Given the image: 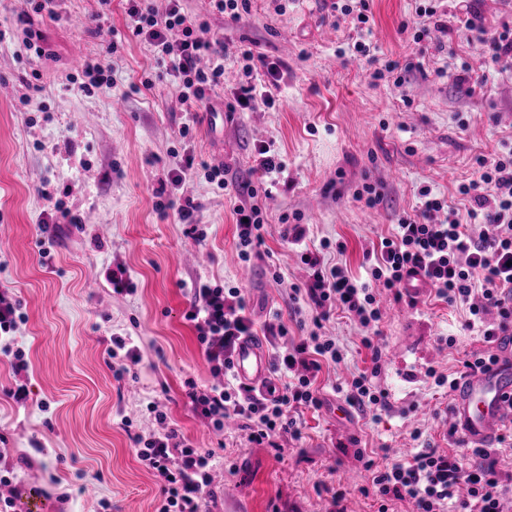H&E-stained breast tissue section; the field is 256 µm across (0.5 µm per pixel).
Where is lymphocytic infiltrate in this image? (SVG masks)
<instances>
[{"label":"lymphocytic infiltrate","instance_id":"f902f5d3","mask_svg":"<svg viewBox=\"0 0 512 512\" xmlns=\"http://www.w3.org/2000/svg\"><path fill=\"white\" fill-rule=\"evenodd\" d=\"M125 2L127 30L148 45L157 66L172 78L186 114L197 115L205 108L209 92L224 84L223 53L197 37L203 23L184 8L183 0ZM453 22L499 71H512V25L488 31L468 0ZM200 176L218 189L243 197V204L233 211L239 256L250 261L263 242L265 224L252 183L228 180L226 169L219 166L195 168L193 156L188 155L168 173L167 187L156 189L157 209L163 213L176 209L182 223H195L193 208L176 206L166 191L180 189ZM459 192L471 203L464 214L430 188L420 190L417 214L400 217L392 237L365 250L370 282L356 283L342 267L326 266L320 252L303 250L301 259L310 275L298 296L313 307L317 320H325L335 306L357 318L370 331L362 345L377 360L383 342L373 333L381 319L376 289L392 293L399 301L409 283L423 279L438 299L466 305V329L478 331L490 345L489 350L466 355L463 372L497 364L499 356L492 343L512 335V152L491 160L476 158L471 178ZM474 222L482 227L476 235L470 231ZM189 295L185 318L198 330L211 371L218 377L217 383L202 388L190 385L187 396L194 410L219 429L226 418L243 419L252 443L281 433L300 436L294 414L302 407L319 406L315 381L322 361L338 364L344 359L335 341L313 332L294 342L283 324L266 325L267 335L275 341L271 364L275 380L259 392L237 382L232 373L238 345L255 334L242 289L197 282ZM491 309L498 314L494 324L484 319ZM134 442L139 460L164 483L159 512H211L212 452L187 444L174 428L147 438L135 436ZM498 465L491 448H474L467 454L422 448L411 459L376 467L372 486L381 501H408L413 512H512L502 493ZM462 487L467 495L461 499L457 492Z\"/></svg>","mask_w":512,"mask_h":512}]
</instances>
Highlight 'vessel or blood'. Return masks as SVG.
Returning <instances> with one entry per match:
<instances>
[{"instance_id": "vessel-or-blood-1", "label": "vessel or blood", "mask_w": 512, "mask_h": 512, "mask_svg": "<svg viewBox=\"0 0 512 512\" xmlns=\"http://www.w3.org/2000/svg\"><path fill=\"white\" fill-rule=\"evenodd\" d=\"M504 360L490 369L460 380L455 391L454 422L467 443L483 448L512 420V341ZM235 377L247 385L263 387L268 379L267 355L254 340H244L233 359Z\"/></svg>"}]
</instances>
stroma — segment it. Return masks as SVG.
<instances>
[{"label":"stroma","mask_w":512,"mask_h":512,"mask_svg":"<svg viewBox=\"0 0 512 512\" xmlns=\"http://www.w3.org/2000/svg\"><path fill=\"white\" fill-rule=\"evenodd\" d=\"M369 4L376 57L411 55L412 35L401 24L427 0ZM250 5L234 21L213 12L209 0H187L206 23L198 37L221 43L224 86L210 95L215 124H196L184 139L176 89L158 77L149 47L131 37L114 54L103 52L111 30L125 28L122 0L106 9L99 0H56V17H35L55 53L36 72L16 24L21 0H0V294L21 304L25 319L13 345L27 360L18 370L0 356V476L11 477L0 483V497L15 498V512H26L34 498L41 512H157L164 483L137 458L132 436L165 425L214 451V512H378V498L361 491L365 458L428 445L458 449L448 436L454 398L426 372L455 373L465 354L486 350L464 327L466 307L438 300L427 286L414 289L413 306L377 290L384 346L372 363L356 320L336 311L314 327L310 308L294 299L293 285L308 272L283 237L284 220L299 217L309 246L330 242L327 265L368 281L365 250L390 235L400 215L415 212L421 188L467 210L458 187L475 158L512 151V74L494 71L465 33L452 31L422 42L420 64L403 83L375 80L373 65L354 48L351 17L328 12L323 0ZM247 49L253 60L244 59ZM77 50L111 67V91L73 90ZM463 62L475 93L444 76ZM271 63L280 72L274 88L265 75ZM246 83L271 89L275 107L229 111ZM25 94L44 111H20ZM262 143L274 145L284 169L259 200L264 241L250 262L239 256L229 195L204 179L182 191L197 224L157 210L153 190L177 154L248 178ZM368 183L382 194L373 207L356 198ZM47 234L55 242L45 259L39 242ZM119 265L133 293H114L104 279L103 268ZM198 281L244 288L257 326L281 321L295 339L315 330L342 349L344 363H323L318 374L320 408L297 417L300 438L252 444L241 420L217 429L193 411L187 382L213 381L184 318V288ZM116 334L132 337L140 355L120 378L108 355ZM448 336L456 339L449 349L442 344ZM370 371L388 393L376 417L351 408L340 392ZM20 387L27 393L21 402L13 397ZM161 413L166 422L158 421ZM348 470L358 472V485L335 502Z\"/></svg>","instance_id":"35a3bbf8"}]
</instances>
